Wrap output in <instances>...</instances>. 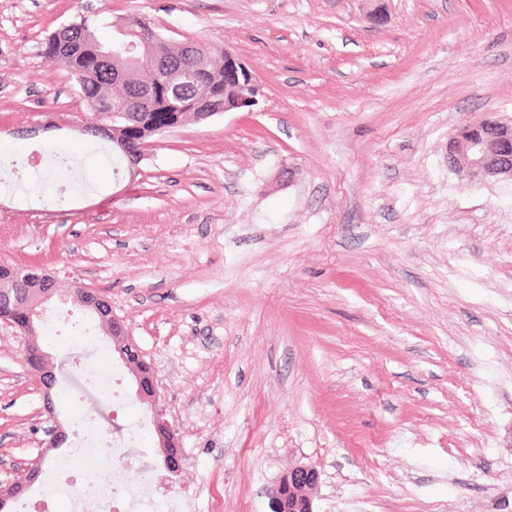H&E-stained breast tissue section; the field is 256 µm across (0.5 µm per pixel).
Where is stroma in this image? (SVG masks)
Listing matches in <instances>:
<instances>
[{
    "mask_svg": "<svg viewBox=\"0 0 512 512\" xmlns=\"http://www.w3.org/2000/svg\"><path fill=\"white\" fill-rule=\"evenodd\" d=\"M86 4L104 40L137 13L241 58L255 106L151 137L140 172L89 189H0V261L103 293L151 363L180 437L175 490L202 512H271L292 467L314 512H512V183L448 166V140L512 125V0H0V161L86 158L100 124L42 54ZM42 345L67 433L0 323V479L78 440L73 353L120 378L96 432L160 451L94 318L54 302Z\"/></svg>",
    "mask_w": 512,
    "mask_h": 512,
    "instance_id": "1",
    "label": "stroma"
}]
</instances>
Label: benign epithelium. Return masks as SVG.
Here are the masks:
<instances>
[{
	"label": "benign epithelium",
	"instance_id": "1",
	"mask_svg": "<svg viewBox=\"0 0 512 512\" xmlns=\"http://www.w3.org/2000/svg\"><path fill=\"white\" fill-rule=\"evenodd\" d=\"M169 40L155 33L150 39L130 44L125 51H136L137 59L159 62L163 56L159 47ZM224 97L204 95L190 102L169 101L171 124L174 129L184 123L182 116L192 114L194 120L206 121L218 114L235 112L256 104L260 87L255 75L233 53L224 51ZM448 164L465 172L471 179L479 181H512V126L497 120H489L481 128L461 126L448 142ZM20 275H28L27 281H39L42 292L29 295L28 306L23 316L16 312L12 278L0 281V308L11 311L12 316L0 317V322L17 328L24 336V360L38 379L45 407L53 411L51 391L57 377L50 366V357L43 349L35 324L44 319L47 305L58 295L54 279L48 274H39L25 268L8 267ZM82 307L97 314L103 332L112 339L118 358L130 370L136 395L148 405L152 413V426L163 457V464L171 474L181 470V460L175 448L179 438L172 423L167 419L165 408L160 404L158 385L143 355L133 344L124 322L112 314V305L99 292L74 282L67 293ZM41 472V461L37 460L25 469V478L3 482L0 480V512H10V505L24 495L37 481ZM319 483V472L311 465H298L283 475L271 495V512H313V492Z\"/></svg>",
	"mask_w": 512,
	"mask_h": 512
}]
</instances>
